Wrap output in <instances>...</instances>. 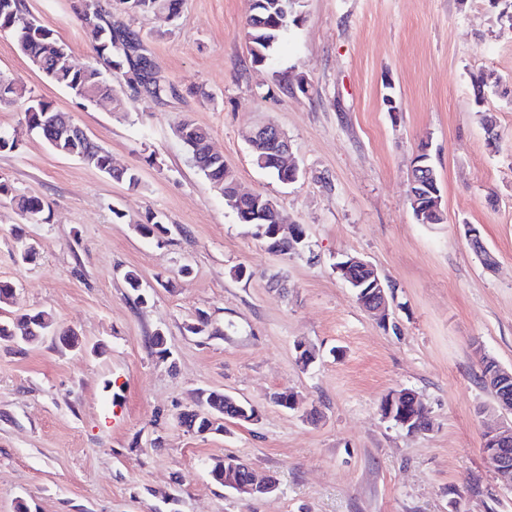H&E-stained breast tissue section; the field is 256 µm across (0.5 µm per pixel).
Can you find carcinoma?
<instances>
[{
	"label": "carcinoma",
	"mask_w": 512,
	"mask_h": 512,
	"mask_svg": "<svg viewBox=\"0 0 512 512\" xmlns=\"http://www.w3.org/2000/svg\"><path fill=\"white\" fill-rule=\"evenodd\" d=\"M128 4L123 10L126 16L152 14L166 21L171 13L179 11L180 0H118ZM300 0H251V14L247 22L246 39L252 62L265 65L277 45L290 27L300 21ZM25 11L24 0H0V28L11 26L21 53L30 61L38 60L46 66H37L49 82L68 91L72 96L89 102L93 98L112 99V79L121 78L135 93L142 91L160 99L172 92L174 87L162 78L155 79L149 89H144L143 57L130 55L126 47L142 41L140 34L127 23L115 16V13L103 8L100 0H79L77 15L87 29L92 42L93 61L89 65L75 69L71 66L69 47L59 40L52 30L40 25L44 39L37 40L24 32L25 26L11 25V19ZM24 98V89L13 78L0 75V104H13ZM57 112L49 101L27 99L24 112V125L27 131L42 137L57 153L72 156L86 155L84 163L106 175L108 178L125 182L130 187L140 185L139 172L133 168H110L109 152L102 146L92 151L88 145L69 139L63 133L66 113H61L57 123L47 121L44 113L47 109ZM182 132L179 140L189 155L197 171L219 189L236 180L234 171L222 161H216L208 154L209 132L192 120H185L177 126ZM21 213L35 222L47 220L49 204L38 195H20L12 197ZM257 199L243 198L234 208L238 221L253 224L252 215L256 212ZM144 235L170 233L162 219L152 214L147 222L140 226ZM54 319L46 310L24 313L10 320H0V340L28 344L38 337L54 330ZM204 404L211 408L228 409L231 401L228 394L217 390H203Z\"/></svg>",
	"instance_id": "carcinoma-1"
}]
</instances>
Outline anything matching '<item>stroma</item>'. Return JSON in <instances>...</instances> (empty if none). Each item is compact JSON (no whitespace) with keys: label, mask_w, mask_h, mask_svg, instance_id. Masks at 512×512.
I'll return each mask as SVG.
<instances>
[{"label":"stroma","mask_w":512,"mask_h":512,"mask_svg":"<svg viewBox=\"0 0 512 512\" xmlns=\"http://www.w3.org/2000/svg\"><path fill=\"white\" fill-rule=\"evenodd\" d=\"M89 63L78 0H25ZM504 0H303L269 64L254 65L250 0H181L178 17L130 20L175 93L158 100L112 82L90 106L48 82L0 32V73L83 127L139 187L117 183L21 132L20 105H0V181L50 204L27 221L0 197V281L15 284L0 319L50 311L80 347L48 335L0 342V512H512L482 451L493 405L480 359L512 368V29ZM494 73L475 102L471 77ZM397 108L389 110L385 95ZM499 138L489 144L485 116ZM206 127L243 191L266 195L308 248L268 251L193 167L177 126ZM271 123L290 139L300 176L283 184L253 165L245 139ZM428 143L444 221L409 204L412 160ZM121 219H114V212ZM170 232L146 237L148 214ZM496 259L486 268L465 225ZM34 257L22 261L23 250ZM361 257L394 287L389 324L357 303L336 266ZM246 267L248 277L234 275ZM138 275L137 302L124 275ZM221 330L193 336L198 314ZM163 331L161 359L146 339ZM314 352L297 359V344ZM249 401L257 423L186 432L199 391ZM413 391L433 423L409 433L380 412ZM276 392L302 405H275ZM279 488L245 497L215 485L224 456Z\"/></svg>","instance_id":"35a3bbf8"}]
</instances>
